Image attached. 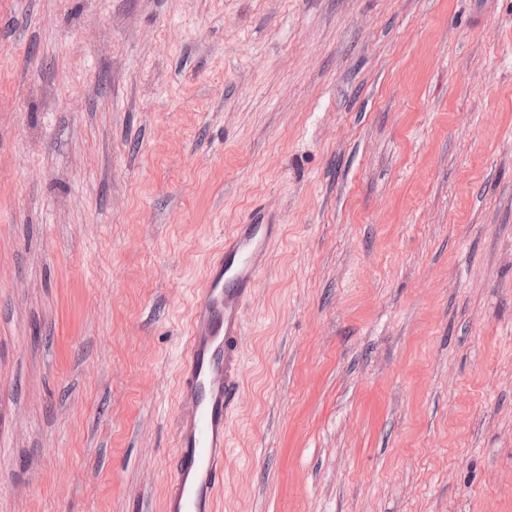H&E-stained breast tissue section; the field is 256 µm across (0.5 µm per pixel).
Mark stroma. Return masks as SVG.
<instances>
[{"label":"stroma","mask_w":512,"mask_h":512,"mask_svg":"<svg viewBox=\"0 0 512 512\" xmlns=\"http://www.w3.org/2000/svg\"><path fill=\"white\" fill-rule=\"evenodd\" d=\"M256 211L217 512H512V0H0V512H161Z\"/></svg>","instance_id":"35a3bbf8"}]
</instances>
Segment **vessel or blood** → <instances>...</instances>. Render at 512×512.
Here are the masks:
<instances>
[{
	"label": "vessel or blood",
	"instance_id": "vessel-or-blood-1",
	"mask_svg": "<svg viewBox=\"0 0 512 512\" xmlns=\"http://www.w3.org/2000/svg\"><path fill=\"white\" fill-rule=\"evenodd\" d=\"M280 227L237 224L210 261L193 303L178 383L175 454L163 512H215L224 490L227 426L243 385V317Z\"/></svg>",
	"mask_w": 512,
	"mask_h": 512
}]
</instances>
